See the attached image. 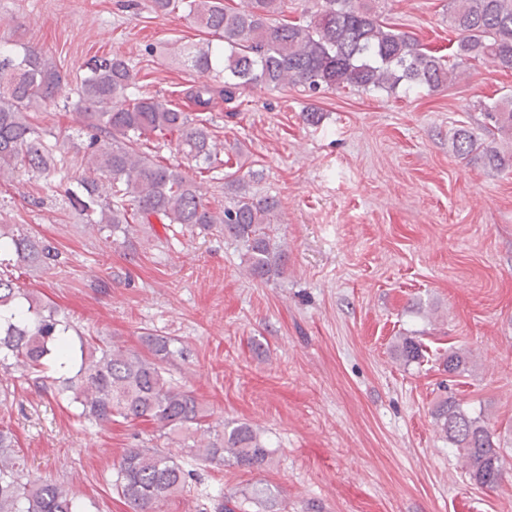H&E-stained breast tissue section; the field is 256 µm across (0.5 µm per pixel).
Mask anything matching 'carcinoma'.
<instances>
[{"label": "carcinoma", "instance_id": "carcinoma-1", "mask_svg": "<svg viewBox=\"0 0 512 512\" xmlns=\"http://www.w3.org/2000/svg\"><path fill=\"white\" fill-rule=\"evenodd\" d=\"M160 15L181 12L219 44H207L187 59L201 75L220 81L197 82L184 96L196 109L186 112L153 96L128 94L134 76L120 55L96 56L87 63L76 109L81 128L75 145L83 154V174L65 189L82 220L102 239L136 252L138 224H179L201 232L215 231L240 244L250 277L261 282L280 278L288 251L274 235L280 203L251 194L240 181L225 183L230 195L215 210L200 185L180 164H163L140 151L144 139L175 140L178 153L198 170L218 163L216 143L203 118L218 99L230 103L251 85L269 89L296 84L311 94L347 86L365 92L394 93L425 87L437 91L460 76L469 59H483L512 69V0H449L450 18L460 39L448 64L421 47L409 33L385 24L375 0H321L305 23L278 20L281 0H250L240 10L224 0H150ZM66 76L42 53L29 46L0 51V176L21 170L51 180L57 172V144L44 138L31 111L58 98ZM492 122L487 136L512 134V95L480 103ZM453 152L481 162L492 171L512 168V151L487 143L463 126L451 136ZM111 185L102 196L100 180ZM47 273L60 264L61 253L23 224H0V369L15 367L55 399L78 410L89 421L143 420L157 437L176 444L196 461L267 467L271 451L256 428L246 422H208V410L191 390L178 386L169 365L175 340L142 335L146 352L97 337H70V321L44 299L1 270L11 258ZM400 360L421 358L410 337L397 346ZM440 430L463 461L475 484L498 487L512 463L496 441V430L471 416L456 399L434 411ZM191 473L174 456L158 448H131L116 467L113 487L132 512H160V506L188 487ZM0 512H77L64 484L32 479L11 429L0 427Z\"/></svg>", "mask_w": 512, "mask_h": 512}]
</instances>
